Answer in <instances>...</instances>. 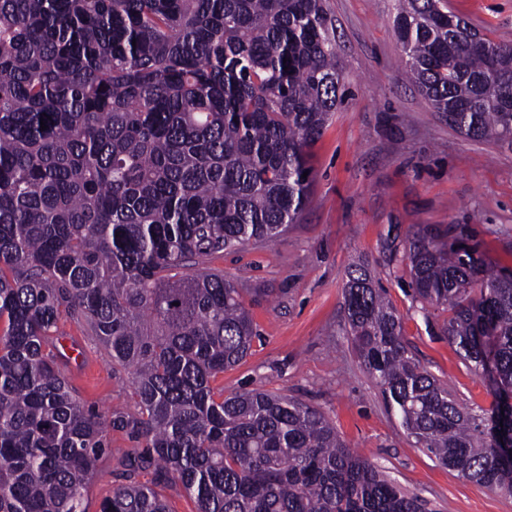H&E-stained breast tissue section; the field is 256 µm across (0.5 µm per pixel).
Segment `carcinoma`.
I'll return each mask as SVG.
<instances>
[{"mask_svg": "<svg viewBox=\"0 0 512 512\" xmlns=\"http://www.w3.org/2000/svg\"><path fill=\"white\" fill-rule=\"evenodd\" d=\"M468 28L448 0H395L433 109L469 139H511L512 43ZM336 58L325 0H0V512H85L109 427L141 450L100 512H168L132 480L147 469L196 512H422L320 411L211 386L256 333L235 279L198 266L299 218L309 148L345 98ZM385 250L421 309L449 312L491 415L420 365L366 268L349 272L346 334L414 447L512 494V271L453 225ZM63 313L132 369L138 414L72 396L43 352Z\"/></svg>", "mask_w": 512, "mask_h": 512, "instance_id": "obj_1", "label": "carcinoma"}]
</instances>
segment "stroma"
Listing matches in <instances>:
<instances>
[{
    "instance_id": "stroma-1",
    "label": "stroma",
    "mask_w": 512,
    "mask_h": 512,
    "mask_svg": "<svg viewBox=\"0 0 512 512\" xmlns=\"http://www.w3.org/2000/svg\"><path fill=\"white\" fill-rule=\"evenodd\" d=\"M339 66L349 94L311 148L313 181L296 224L271 244L249 243L211 262L234 276L253 303L258 335L250 355L213 385L231 394L264 389L323 412L344 442L429 512H512V495L440 466L390 413L345 332L349 272L367 266L403 318L420 364L460 406L488 412V379L476 376L440 328L447 312L412 304L405 266L387 264V237L416 225L441 233L465 226L484 257L512 269V140L466 138L407 83L393 27L395 0H327ZM480 33L512 43V0H448ZM45 347L81 405L102 414L137 413L128 368L86 322L62 315ZM122 481L101 457L83 499L85 512Z\"/></svg>"
}]
</instances>
